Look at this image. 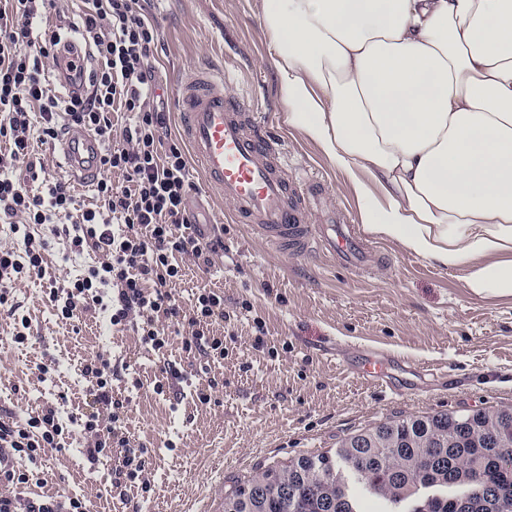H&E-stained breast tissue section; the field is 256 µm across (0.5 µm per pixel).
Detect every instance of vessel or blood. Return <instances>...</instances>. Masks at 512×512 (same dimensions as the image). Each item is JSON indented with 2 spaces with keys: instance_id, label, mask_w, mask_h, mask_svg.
Instances as JSON below:
<instances>
[{
  "instance_id": "obj_1",
  "label": "vessel or blood",
  "mask_w": 512,
  "mask_h": 512,
  "mask_svg": "<svg viewBox=\"0 0 512 512\" xmlns=\"http://www.w3.org/2000/svg\"><path fill=\"white\" fill-rule=\"evenodd\" d=\"M228 81V72L199 68L181 80L177 98L183 135L202 177L231 204L232 219L252 225L280 253L303 255L323 247L346 264L365 265L368 251L353 226L333 223L318 230L311 224L302 177L293 172L265 127L226 97ZM54 148L70 179L83 184L94 180L102 149L97 136L66 128ZM385 365L384 359L369 356L356 374L364 383L380 385Z\"/></svg>"
}]
</instances>
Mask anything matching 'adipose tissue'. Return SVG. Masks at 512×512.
Wrapping results in <instances>:
<instances>
[{
    "instance_id": "1",
    "label": "adipose tissue",
    "mask_w": 512,
    "mask_h": 512,
    "mask_svg": "<svg viewBox=\"0 0 512 512\" xmlns=\"http://www.w3.org/2000/svg\"><path fill=\"white\" fill-rule=\"evenodd\" d=\"M263 25L366 230L512 296V0H264Z\"/></svg>"
}]
</instances>
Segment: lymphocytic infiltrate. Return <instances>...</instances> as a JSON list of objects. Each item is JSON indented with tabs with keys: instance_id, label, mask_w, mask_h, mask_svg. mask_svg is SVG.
Listing matches in <instances>:
<instances>
[{
	"instance_id": "1",
	"label": "lymphocytic infiltrate",
	"mask_w": 512,
	"mask_h": 512,
	"mask_svg": "<svg viewBox=\"0 0 512 512\" xmlns=\"http://www.w3.org/2000/svg\"><path fill=\"white\" fill-rule=\"evenodd\" d=\"M55 0H0V223L8 225L16 245L0 246V308L16 312L10 290L22 278L47 274L46 256L54 240L69 252L92 251L99 260L80 278L49 292L58 319L76 322L92 310L108 313L112 325L135 321L143 344L162 351L168 344L159 322L184 329L185 351L210 361L224 357V339L214 333L224 321V298L207 291L184 311L170 288L181 268L175 255L200 257L204 246L192 234L186 199L194 184L178 145H164L168 116L155 100L151 56L156 27L139 0H82L81 14L70 26L75 38L89 43L96 61L84 95L59 96L51 89L50 66L62 44L50 26ZM128 112L121 139L112 136V114ZM93 132L102 143L99 166L120 171L127 184L114 189L99 179L102 204L75 213L76 199L67 183L46 180L33 193L14 172L35 171L31 137L56 139L63 126ZM82 372L97 406L82 427L89 462L114 458L111 485L125 494L145 469L144 449L132 447L123 430L126 410L112 394L111 361L104 354L86 359ZM64 433L58 410L45 405L23 419H0V484L28 483L14 453L36 461L56 448Z\"/></svg>"
}]
</instances>
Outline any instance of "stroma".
Segmentation results:
<instances>
[{
    "label": "stroma",
    "instance_id": "1",
    "mask_svg": "<svg viewBox=\"0 0 512 512\" xmlns=\"http://www.w3.org/2000/svg\"><path fill=\"white\" fill-rule=\"evenodd\" d=\"M140 4L158 29L155 76L173 140L183 139L174 97L182 78L199 66L232 62L228 93L240 96L292 164L318 176L309 189L314 219L362 224L348 177L284 121L263 0ZM189 171L190 220L206 237H222L224 250L208 269L180 259L173 293L186 308L202 289L223 293V362L201 364L177 336L155 353L132 326L111 325L102 312L76 323L58 319L50 289L80 277L97 257L56 245L48 278L21 279L12 288L29 321L27 341L14 342L13 318L0 310V417L52 404L62 421L74 423L63 448L46 449L34 464L19 458L31 474L15 491L19 499L76 497L87 512H217L221 490L299 456L335 452L346 437L388 420L512 408V296L474 297L465 267L441 268L370 232L364 238L374 260L364 269L325 253L279 254L246 225L227 223L221 194L205 185L197 166ZM368 350L390 354L387 377L401 393L343 371L341 360L357 363ZM96 353L111 360L113 392L130 400L128 436L149 451L142 483L123 499L112 493V461L86 460L76 424L89 402L82 365ZM48 360L55 370L40 376L37 366ZM170 361L183 369L177 401L153 390ZM135 378L140 388H132ZM212 378L221 387L200 403L197 392Z\"/></svg>",
    "mask_w": 512,
    "mask_h": 512
}]
</instances>
